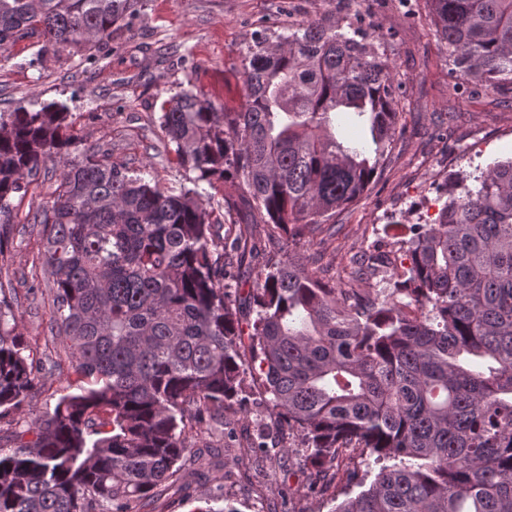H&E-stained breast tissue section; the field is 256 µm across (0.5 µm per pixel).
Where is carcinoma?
Wrapping results in <instances>:
<instances>
[{"label": "carcinoma", "instance_id": "obj_1", "mask_svg": "<svg viewBox=\"0 0 512 512\" xmlns=\"http://www.w3.org/2000/svg\"><path fill=\"white\" fill-rule=\"evenodd\" d=\"M452 72L512 85V0H430ZM136 0H0V50L38 35L98 57ZM359 13L260 34L240 112L182 89L159 128L193 187L84 152L66 106L0 112V218L48 159L63 164L33 213L54 278L51 324L86 385L0 448V512H166L195 462L258 389L296 434L310 489L332 512H512V159L457 177L432 224H414L375 294L336 290L266 240L301 239L355 202L399 129L395 87ZM350 112L365 144L336 137ZM206 188L199 189V183ZM236 270L246 296L226 281ZM0 284V421L38 370ZM33 439L26 441L24 435ZM285 465L286 446L266 450ZM349 457L381 464L352 496Z\"/></svg>", "mask_w": 512, "mask_h": 512}]
</instances>
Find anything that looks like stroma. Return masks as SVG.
<instances>
[{
  "label": "stroma",
  "instance_id": "1",
  "mask_svg": "<svg viewBox=\"0 0 512 512\" xmlns=\"http://www.w3.org/2000/svg\"><path fill=\"white\" fill-rule=\"evenodd\" d=\"M383 34L376 42L396 91L392 107L402 132L388 149L376 177L352 205L337 211L334 233H314L268 243L264 256L291 253L321 269L336 288L365 291L384 287L389 268L353 281L352 255L397 254L413 224L432 223L439 190L456 175H477L495 161L512 157V89L459 87L448 73V46L436 32L428 0H359ZM341 0H138L129 26L113 35L96 62L47 52L31 66L42 40L28 37L0 52V112L23 106L67 104L70 132L81 149L108 154L112 162L150 170L162 187L189 185L158 127L161 105L180 89L211 95L227 111L245 103L239 72L260 29L282 32L307 18L339 14ZM61 167L46 163L24 197L12 201L10 243L0 254V284L16 290L17 332L27 347L38 380L21 411L0 423V447L14 446L17 432L51 414L60 396L79 383L68 353L55 346L51 330L52 279L43 264L40 226L30 225L36 206L50 200ZM241 437L256 429L289 446L297 439L272 426L261 398L247 411L226 409ZM223 485L200 479L196 466L184 472L188 496L173 497L168 512H194L204 498L223 497L236 512H330L331 502L301 492V470H272L248 455L224 459Z\"/></svg>",
  "mask_w": 512,
  "mask_h": 512
}]
</instances>
